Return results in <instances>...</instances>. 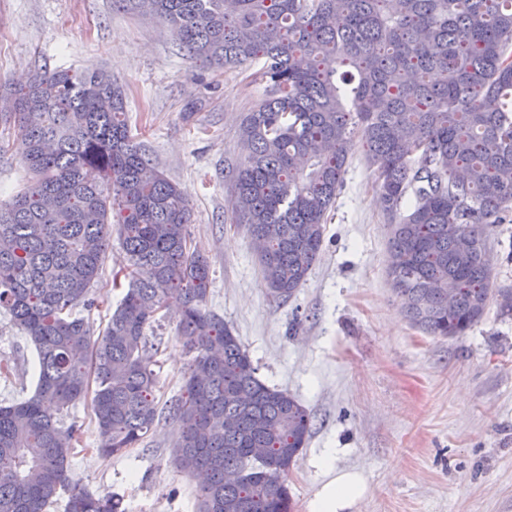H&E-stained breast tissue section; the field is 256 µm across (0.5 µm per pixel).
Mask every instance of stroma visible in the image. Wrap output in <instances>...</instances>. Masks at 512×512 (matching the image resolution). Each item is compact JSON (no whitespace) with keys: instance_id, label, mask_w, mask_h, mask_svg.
<instances>
[{"instance_id":"stroma-1","label":"stroma","mask_w":512,"mask_h":512,"mask_svg":"<svg viewBox=\"0 0 512 512\" xmlns=\"http://www.w3.org/2000/svg\"><path fill=\"white\" fill-rule=\"evenodd\" d=\"M41 68L107 69L126 92L133 135L151 166L193 209L189 234L210 262L206 308L239 336L258 377L310 411V438L288 475L296 512L328 481V468L362 475L351 512H512V316L489 306L459 338L408 322L387 273L391 223L362 144L328 216L323 249L289 300L271 296L246 225L232 212L226 168L240 154L241 122L266 94L245 67L212 71L181 50L170 27L112 0H0V86ZM0 202L27 183L24 143L0 121ZM496 287L512 288V223L496 225L489 253ZM125 262L111 241L92 289L107 306L86 312L102 334ZM175 308L147 333L157 401L181 393L192 361ZM36 352L0 313V402L30 397ZM82 427L71 476L122 498L125 512H198L197 475L174 462L176 427L161 420L139 447L102 457L90 399L69 414Z\"/></svg>"}]
</instances>
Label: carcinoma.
<instances>
[{"instance_id":"obj_1","label":"carcinoma","mask_w":512,"mask_h":512,"mask_svg":"<svg viewBox=\"0 0 512 512\" xmlns=\"http://www.w3.org/2000/svg\"><path fill=\"white\" fill-rule=\"evenodd\" d=\"M113 4L165 22L206 66L259 65L266 96L244 117L227 178L272 296L306 281L359 138L409 322L456 338L493 302L512 315V289L495 287L487 257L512 213V0ZM10 100L30 181L0 207V311L35 347L38 377L31 397L0 404V512H48L63 489L65 512H123L70 479L78 428L64 417L90 392L102 455L137 447L165 413L179 426L176 466L206 475L199 512H294L287 478L310 413L263 383L205 309L210 268L192 246L191 207L134 142L124 89L105 70L40 69ZM114 229L128 266L112 283L127 289L95 337L77 309L94 305ZM169 298L194 356L163 411L146 330Z\"/></svg>"}]
</instances>
